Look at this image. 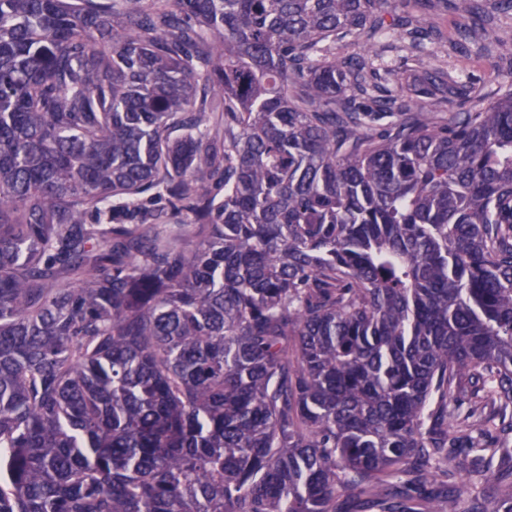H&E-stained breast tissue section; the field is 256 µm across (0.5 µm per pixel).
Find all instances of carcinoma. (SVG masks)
<instances>
[{"label":"carcinoma","instance_id":"obj_1","mask_svg":"<svg viewBox=\"0 0 512 512\" xmlns=\"http://www.w3.org/2000/svg\"><path fill=\"white\" fill-rule=\"evenodd\" d=\"M386 2L0 0V512H512V89L336 57L512 0ZM467 488L460 498L458 512H471L476 501L482 503L483 506H487V503H489L488 497L491 494L488 484H468Z\"/></svg>","mask_w":512,"mask_h":512}]
</instances>
